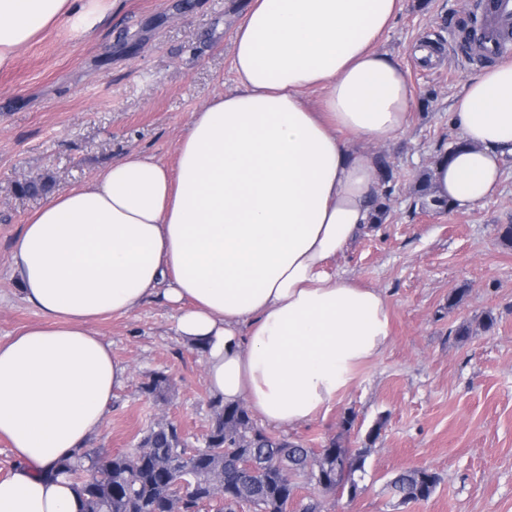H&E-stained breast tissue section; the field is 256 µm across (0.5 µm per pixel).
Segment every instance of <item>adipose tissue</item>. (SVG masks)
I'll return each instance as SVG.
<instances>
[{"instance_id": "1", "label": "adipose tissue", "mask_w": 512, "mask_h": 512, "mask_svg": "<svg viewBox=\"0 0 512 512\" xmlns=\"http://www.w3.org/2000/svg\"><path fill=\"white\" fill-rule=\"evenodd\" d=\"M106 0H0V69L61 22L85 30ZM398 0H250L233 39L234 89L193 112L172 165L133 152L83 188L56 192L15 242L12 274L43 317L0 342V437L15 459L0 512H81L58 476L102 427L125 365L91 328L162 298L200 351L210 392L294 427L388 345L384 294L327 265L370 223L376 168L340 138L402 132L408 77L376 44ZM326 92L314 111L306 89ZM462 148L432 191L472 207L512 155V63L452 103Z\"/></svg>"}]
</instances>
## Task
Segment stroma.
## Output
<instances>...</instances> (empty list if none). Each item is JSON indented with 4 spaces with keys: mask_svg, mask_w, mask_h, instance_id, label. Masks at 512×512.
<instances>
[{
    "mask_svg": "<svg viewBox=\"0 0 512 512\" xmlns=\"http://www.w3.org/2000/svg\"><path fill=\"white\" fill-rule=\"evenodd\" d=\"M479 0H400L376 45L405 69L414 104L404 132L355 148L393 172L385 223L357 238L329 272L381 290L391 320L383 353L360 366L349 388L316 418L276 435L318 449L330 442L368 449L355 498L325 494L324 512H512V248L498 239L512 224V159L496 191L470 209L422 211L413 189L457 140L450 105L483 66L460 35ZM248 0H112L85 31L61 23L0 70V341L41 323L11 275L10 256L42 197L18 184L49 176L54 190L81 188L131 152L169 164L193 112L236 85L233 33ZM435 49L433 60L416 49ZM465 296L457 306L448 297ZM496 322L484 330L483 318ZM162 301L108 315L92 328L129 369L90 451H133L159 416L202 445L210 425L202 356L174 329ZM472 334L454 336L460 324ZM162 372L174 392L164 408L141 390ZM351 429H343L347 412ZM439 477L425 501L400 503L389 482L403 469Z\"/></svg>",
    "mask_w": 512,
    "mask_h": 512,
    "instance_id": "obj_1",
    "label": "stroma"
}]
</instances>
